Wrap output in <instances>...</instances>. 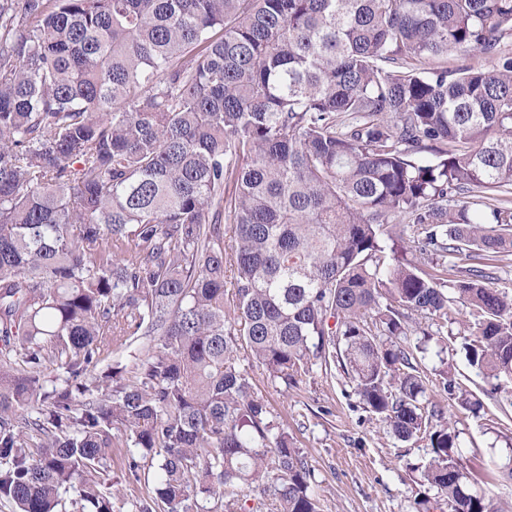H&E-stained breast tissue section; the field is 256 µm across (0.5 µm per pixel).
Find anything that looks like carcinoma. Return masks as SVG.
<instances>
[{"mask_svg":"<svg viewBox=\"0 0 512 512\" xmlns=\"http://www.w3.org/2000/svg\"><path fill=\"white\" fill-rule=\"evenodd\" d=\"M510 42L512 0H0V499L116 512L125 448L137 512H318L250 364L337 362L491 512L409 314L469 309L481 393L512 385ZM458 51L490 65L426 67Z\"/></svg>","mask_w":512,"mask_h":512,"instance_id":"1","label":"carcinoma"}]
</instances>
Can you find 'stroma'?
<instances>
[{
  "mask_svg": "<svg viewBox=\"0 0 512 512\" xmlns=\"http://www.w3.org/2000/svg\"><path fill=\"white\" fill-rule=\"evenodd\" d=\"M251 376L312 465L320 512H421L422 499H435V489L412 470L430 458L428 437L403 441L389 433L365 411L340 367H314L293 387L271 381L259 367ZM446 406L472 470L496 475L484 487L495 512H512V478L505 475L512 468V422L490 399L475 415L459 413L451 400Z\"/></svg>",
  "mask_w": 512,
  "mask_h": 512,
  "instance_id": "35a3bbf8",
  "label": "stroma"
}]
</instances>
